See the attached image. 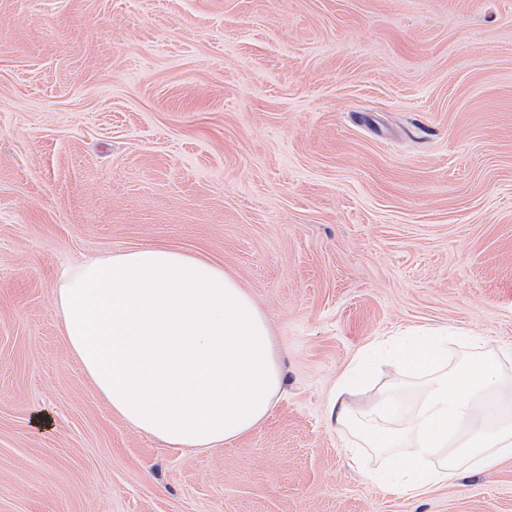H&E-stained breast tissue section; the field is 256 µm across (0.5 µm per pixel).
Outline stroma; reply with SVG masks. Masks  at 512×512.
Here are the masks:
<instances>
[{
    "instance_id": "35a3bbf8",
    "label": "stroma",
    "mask_w": 512,
    "mask_h": 512,
    "mask_svg": "<svg viewBox=\"0 0 512 512\" xmlns=\"http://www.w3.org/2000/svg\"><path fill=\"white\" fill-rule=\"evenodd\" d=\"M144 246L269 319L284 390L236 441L138 432L62 334L57 282ZM436 327L512 376V0H0V512H512V462L389 493L330 416Z\"/></svg>"
}]
</instances>
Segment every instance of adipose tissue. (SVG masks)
Masks as SVG:
<instances>
[{"mask_svg": "<svg viewBox=\"0 0 512 512\" xmlns=\"http://www.w3.org/2000/svg\"><path fill=\"white\" fill-rule=\"evenodd\" d=\"M63 334L98 393L136 430L178 448H212L259 426L283 374L269 321L223 267L161 246L76 266L55 288ZM449 336L429 329L391 342L383 361L424 376L414 409L378 395L367 407L348 395L366 366L351 363L330 414L364 431L390 456L372 479L417 496L461 472L488 473L512 459V380L477 336L465 363L444 370Z\"/></svg>", "mask_w": 512, "mask_h": 512, "instance_id": "adipose-tissue-1", "label": "adipose tissue"}]
</instances>
